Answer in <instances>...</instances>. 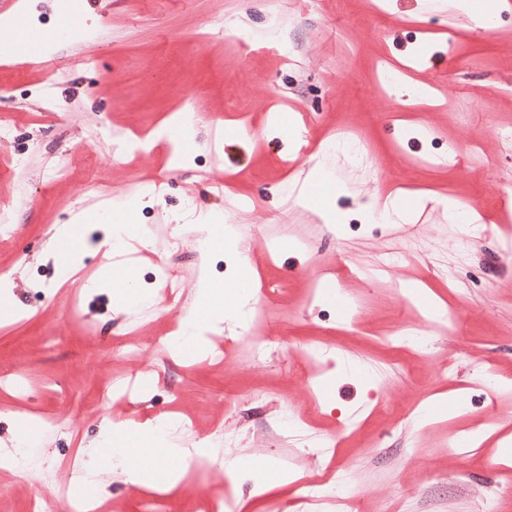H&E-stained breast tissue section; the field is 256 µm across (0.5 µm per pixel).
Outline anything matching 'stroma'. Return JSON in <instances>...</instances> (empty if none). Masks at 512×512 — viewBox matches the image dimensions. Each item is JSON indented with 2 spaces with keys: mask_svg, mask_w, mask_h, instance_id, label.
<instances>
[{
  "mask_svg": "<svg viewBox=\"0 0 512 512\" xmlns=\"http://www.w3.org/2000/svg\"><path fill=\"white\" fill-rule=\"evenodd\" d=\"M240 18L254 38L246 53L233 41ZM493 19L494 28L476 32L469 18L421 12L418 0H316L303 13L268 0H17L0 11V24H32L56 42L36 64L0 59V212L13 228L0 243V369L30 381L25 394L0 391V440L24 432L23 409L55 422L28 483L0 470V512H26L32 496L68 486L75 455L87 454L103 420L120 423L126 448H145L159 412L172 405L190 439L231 437L223 461L188 459L173 487L114 480L97 494L102 512H141L152 492L207 512L228 487L236 512H267L273 502L302 512L304 483L340 467L366 512H393L401 498L413 512H474L485 495L512 512V401L448 407L478 379L512 377V267L499 259L512 236L450 233L443 207L468 203L478 223L512 225V142L497 135L512 127V14ZM274 40L288 43L291 65L270 49ZM381 58L410 69L386 95L374 85ZM53 69L65 80L49 84ZM47 85L58 113L46 110ZM188 108L203 126L194 144L159 142L112 165L113 131L145 139ZM344 126L369 146L365 167L336 163L337 177L353 181L351 196L308 179L313 156ZM137 185L145 189L139 231L126 259L110 260L99 247V217L126 224ZM391 200L418 204L409 223L416 252L388 275L411 287V299L382 296L362 277L344 281L366 304L354 330L343 311L308 304L306 290L340 261L364 265L387 240L402 241L406 226L370 212ZM323 207L336 214L335 234L321 230ZM194 208L252 228L248 270L226 247L200 255L187 229ZM75 221L74 248L46 257L53 225ZM106 264L111 288L88 293ZM162 265L183 272L180 309L151 277ZM202 275L228 300L241 282L269 281L271 293L251 299L280 339L265 357L245 360V328L230 334L223 362H169L159 342L179 329ZM129 276L154 300L133 337L141 350L132 363L112 348L126 332L114 297ZM447 311L459 315V334L422 337L401 360L375 343L399 324ZM316 342L334 363L327 375L280 371L281 359L301 358ZM448 358L444 375L438 366ZM155 366L156 385L97 403L113 375ZM49 379L56 393L43 390ZM251 388L268 399L251 401ZM315 402L322 416L309 428L334 439L335 455L299 451L283 430L285 418L305 416ZM465 437L470 445L455 447ZM247 459L260 483L238 479L235 464Z\"/></svg>",
  "mask_w": 512,
  "mask_h": 512,
  "instance_id": "stroma-1",
  "label": "stroma"
}]
</instances>
